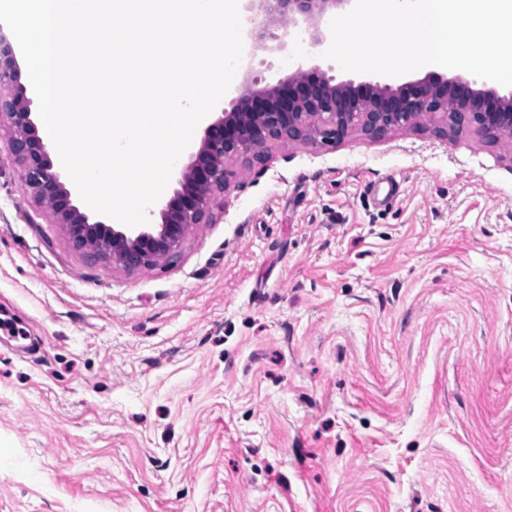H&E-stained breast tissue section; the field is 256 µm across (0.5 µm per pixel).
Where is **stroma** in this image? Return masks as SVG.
Masks as SVG:
<instances>
[{
  "label": "stroma",
  "instance_id": "35a3bbf8",
  "mask_svg": "<svg viewBox=\"0 0 512 512\" xmlns=\"http://www.w3.org/2000/svg\"><path fill=\"white\" fill-rule=\"evenodd\" d=\"M365 82L286 43L246 56ZM0 130V512H512V144L269 143L176 258L74 249ZM395 179L400 195L383 201Z\"/></svg>",
  "mask_w": 512,
  "mask_h": 512
}]
</instances>
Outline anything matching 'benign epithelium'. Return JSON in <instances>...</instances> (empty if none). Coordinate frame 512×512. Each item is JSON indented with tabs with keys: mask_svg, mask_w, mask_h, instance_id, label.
Masks as SVG:
<instances>
[{
	"mask_svg": "<svg viewBox=\"0 0 512 512\" xmlns=\"http://www.w3.org/2000/svg\"><path fill=\"white\" fill-rule=\"evenodd\" d=\"M247 21L259 15L261 26H250V50L284 48L273 28L306 23L310 44L323 43V17L352 0H242ZM19 68L10 44L0 35V86H17L16 94L0 98V122L11 130L10 151L21 165V179L33 198L63 225L73 245L99 260H110L133 272L177 256L188 232L208 224L214 197L227 189L225 165L271 141H306L314 135L341 139L352 131L381 138L408 128L424 117H438L447 130L473 129L488 139L512 138V92L500 93L489 81L428 75L394 87L388 83L335 82L317 69H301L274 85L259 86L255 77L244 82L230 110L204 130L190 162L177 174L179 188L159 211L160 223L129 227L92 222L72 204L71 191L53 169L46 146L36 133L31 100L18 85Z\"/></svg>",
	"mask_w": 512,
	"mask_h": 512,
	"instance_id": "obj_1",
	"label": "benign epithelium"
}]
</instances>
